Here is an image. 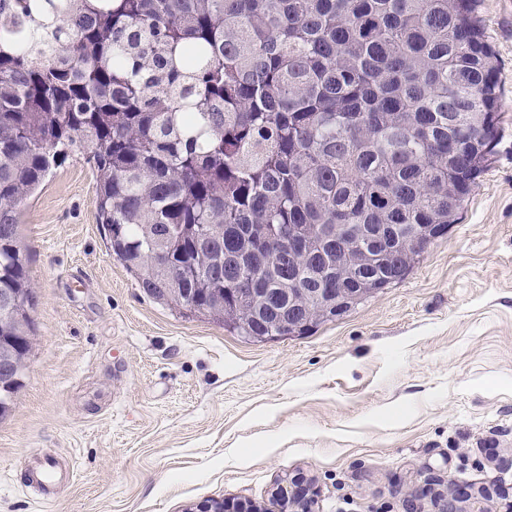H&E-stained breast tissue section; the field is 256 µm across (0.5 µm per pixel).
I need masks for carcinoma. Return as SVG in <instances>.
<instances>
[{"mask_svg": "<svg viewBox=\"0 0 512 512\" xmlns=\"http://www.w3.org/2000/svg\"><path fill=\"white\" fill-rule=\"evenodd\" d=\"M499 59L474 0H0V291L35 292L17 207L69 154L93 161L108 248L156 302L253 342L302 336L404 280L425 252L415 225L457 223L497 139ZM314 251L366 224L372 255L351 294L310 326L224 299L326 286L288 265V225Z\"/></svg>", "mask_w": 512, "mask_h": 512, "instance_id": "carcinoma-1", "label": "carcinoma"}]
</instances>
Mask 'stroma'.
I'll return each instance as SVG.
<instances>
[{"label":"stroma","mask_w":512,"mask_h":512,"mask_svg":"<svg viewBox=\"0 0 512 512\" xmlns=\"http://www.w3.org/2000/svg\"><path fill=\"white\" fill-rule=\"evenodd\" d=\"M500 135L457 224L401 282L303 336L251 342L162 306L110 255L85 159L19 208L36 341L0 419V512H440L449 483L512 512V0H478ZM71 479L45 503L27 462Z\"/></svg>","instance_id":"1"}]
</instances>
